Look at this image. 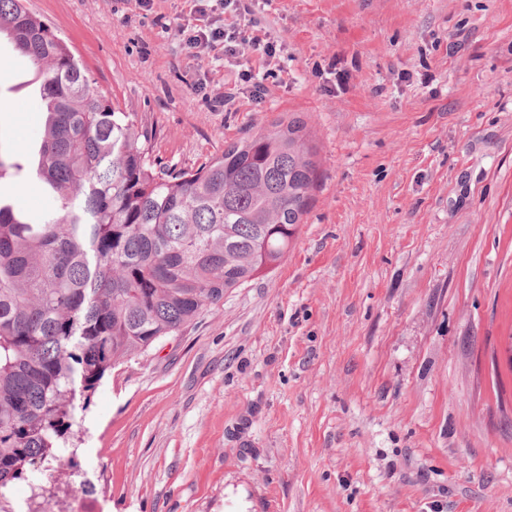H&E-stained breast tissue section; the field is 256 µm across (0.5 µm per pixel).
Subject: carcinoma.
Here are the masks:
<instances>
[{"label":"carcinoma","instance_id":"carcinoma-1","mask_svg":"<svg viewBox=\"0 0 512 512\" xmlns=\"http://www.w3.org/2000/svg\"><path fill=\"white\" fill-rule=\"evenodd\" d=\"M3 34L39 69L45 120L32 164L0 146V180L31 173L57 205L32 222L0 198V501L38 461L73 467L77 410L116 367L280 265L319 179L298 117L162 167L26 0H0Z\"/></svg>","mask_w":512,"mask_h":512}]
</instances>
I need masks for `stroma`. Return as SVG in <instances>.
<instances>
[{
	"instance_id": "stroma-1",
	"label": "stroma",
	"mask_w": 512,
	"mask_h": 512,
	"mask_svg": "<svg viewBox=\"0 0 512 512\" xmlns=\"http://www.w3.org/2000/svg\"><path fill=\"white\" fill-rule=\"evenodd\" d=\"M27 6L161 165L290 116L320 163L282 263L98 387L86 512H512V0H270L257 96V54L188 57L186 0ZM40 83L1 38L0 144Z\"/></svg>"
}]
</instances>
